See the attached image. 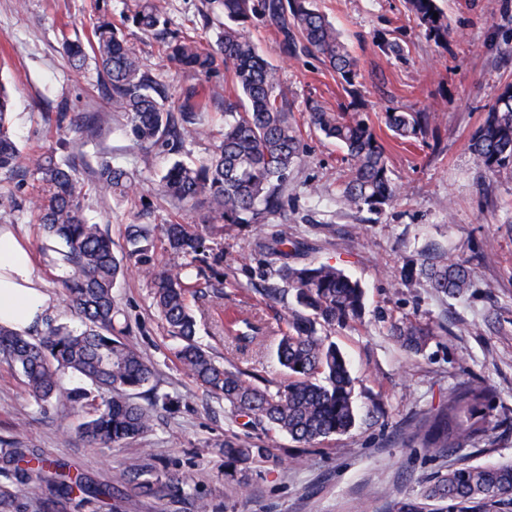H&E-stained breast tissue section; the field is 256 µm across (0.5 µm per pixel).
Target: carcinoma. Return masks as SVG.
<instances>
[{"label":"carcinoma","mask_w":512,"mask_h":512,"mask_svg":"<svg viewBox=\"0 0 512 512\" xmlns=\"http://www.w3.org/2000/svg\"><path fill=\"white\" fill-rule=\"evenodd\" d=\"M224 23L215 46L204 48L178 31L162 34L163 52L178 73L196 83L168 93L146 70L122 31L110 20L97 19L89 46L79 41L65 44L73 69L81 70L92 52L102 85L112 107L123 116L133 146L176 155L186 141L204 132L205 124L220 122L221 140L201 160L187 164L173 161L161 175L159 193L172 206L165 224H130L126 232V260L112 251V239L85 213L89 184L112 194L118 201L134 196V172L103 160L87 180L66 160L43 153L24 155L11 132L13 101L0 82V175L7 178L19 169L37 176L40 184L31 205L37 223L50 240L61 242L60 252L68 269L63 281L64 302L83 321V328L48 325L40 338L22 336L0 326V359L23 377L28 393L42 407L78 406L89 399L91 389L111 393L93 416L79 426V434L91 446L111 447L134 440L150 431V408L134 402L131 392L156 377L154 366L131 344L115 335L119 310L114 288L134 263L146 280L153 305L168 333L179 340L175 359L201 387L230 409L235 419L272 438L286 436L312 445L353 430L362 404L355 394L350 365L327 335L335 325L361 321L365 291L341 269L329 264L292 265L288 256L298 243L283 227L264 237L260 247L276 266L285 284L278 290L293 297L296 309L277 330L275 358L286 381L271 389L246 378L239 367L218 362L198 341L196 310L206 289L224 284V252L214 246L233 226L265 227L281 214L284 193L292 169L301 161V130L292 121L288 101L275 68L257 51L245 31V23L263 17L283 33V50L317 56L327 70L336 73L342 90L357 93L359 73L355 58L335 26L314 0H219ZM408 17L437 43L448 41V17L437 0H406ZM165 13L164 0H142L131 17L143 34H155ZM438 17H433V14ZM224 64V111L206 112L207 93L202 81ZM311 123L325 138L346 151L348 172L339 190L340 201L350 207L380 211L397 196L389 175L388 156L382 137L367 120L354 113L335 112L319 101L307 105ZM434 116L427 112L385 113V124L404 140L418 138ZM55 126L64 123L86 137L98 135L95 120L79 125L67 114L55 115ZM469 149L484 170L497 173L512 169V83L504 85L495 103L469 140ZM201 205L202 222L186 224L182 212ZM164 250L184 259L161 265L155 241ZM407 283H425L437 295L461 297L472 287L462 261L409 262L403 271ZM271 290L270 297H275ZM224 334L246 349L264 334V328L240 311L228 312ZM391 334L406 351L418 355L434 338L426 324L402 321ZM71 371L82 384L67 387L61 372ZM495 401L492 386L484 381H464L437 412L413 423V436L433 457L449 448L475 443L492 430L489 412ZM224 473L246 474L259 459L268 456L264 446L246 447L236 435L224 436ZM4 467L27 468L45 473L54 493L68 497L74 491L100 499L109 490L82 476L66 472L65 464L39 457L13 443L0 456ZM122 480L137 496L156 500L175 499L184 491V478L141 469H129ZM392 512H512V460L490 465H464L438 473L415 498L394 502Z\"/></svg>","instance_id":"1"}]
</instances>
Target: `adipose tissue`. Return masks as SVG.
<instances>
[{"label":"adipose tissue","mask_w":512,"mask_h":512,"mask_svg":"<svg viewBox=\"0 0 512 512\" xmlns=\"http://www.w3.org/2000/svg\"><path fill=\"white\" fill-rule=\"evenodd\" d=\"M49 314V298L29 251L11 229L0 228V325L28 336Z\"/></svg>","instance_id":"1"}]
</instances>
